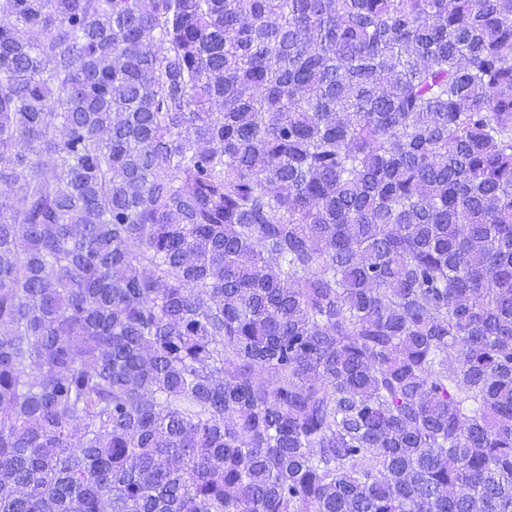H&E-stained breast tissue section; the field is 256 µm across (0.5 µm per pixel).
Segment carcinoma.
I'll return each instance as SVG.
<instances>
[{"label": "carcinoma", "instance_id": "cac0c4a2", "mask_svg": "<svg viewBox=\"0 0 512 512\" xmlns=\"http://www.w3.org/2000/svg\"><path fill=\"white\" fill-rule=\"evenodd\" d=\"M0 512H512V0H0Z\"/></svg>", "mask_w": 512, "mask_h": 512}]
</instances>
